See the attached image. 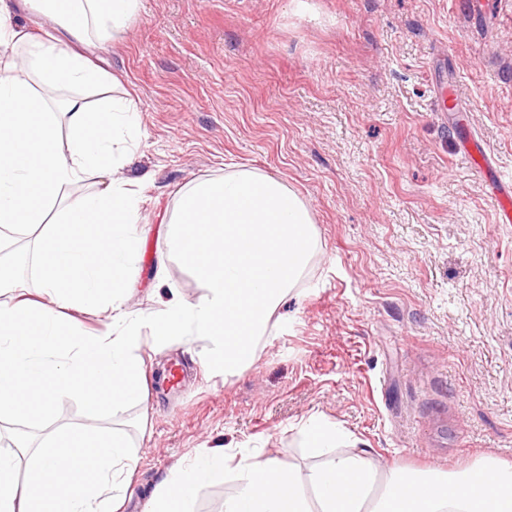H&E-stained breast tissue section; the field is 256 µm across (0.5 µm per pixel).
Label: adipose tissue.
<instances>
[{
    "mask_svg": "<svg viewBox=\"0 0 512 512\" xmlns=\"http://www.w3.org/2000/svg\"><path fill=\"white\" fill-rule=\"evenodd\" d=\"M141 0H0V242L38 230L35 252L45 302L16 295L14 269L0 268V419L47 416L63 396H84L89 425L52 435L16 483L15 458L0 453V512H111L135 458L119 433L102 434L99 416L146 406L138 352L154 340L202 336L215 347L210 366L233 374L249 364L272 316L296 286L316 247L314 221L279 179L250 170L194 182L181 194L168 230L173 255L206 293L172 300L148 317L129 312V284L140 249V198L120 176L137 133L133 99L89 110L79 89L106 84L91 49L120 37ZM26 10L46 21L32 40L14 24ZM69 146L59 150L58 114ZM104 188L71 194L85 175ZM51 223L50 232L40 226ZM103 314L105 336L64 321L60 309ZM314 451L336 449L328 464L299 472L276 457L229 466L204 452L167 477L143 512H185L200 485L234 470L236 493L224 512H512V464L485 458L470 467L386 468L347 447L338 425L309 418Z\"/></svg>",
    "mask_w": 512,
    "mask_h": 512,
    "instance_id": "1",
    "label": "adipose tissue"
}]
</instances>
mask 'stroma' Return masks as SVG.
<instances>
[{
  "mask_svg": "<svg viewBox=\"0 0 512 512\" xmlns=\"http://www.w3.org/2000/svg\"><path fill=\"white\" fill-rule=\"evenodd\" d=\"M143 3L102 52L139 111L123 170L143 184L145 222L130 311L206 293L168 246L189 182L280 179L310 209L316 249L237 374L207 371L200 337L146 339L148 410L93 422L135 457L118 512H141L203 449L320 465L302 432L313 416L383 464L512 463V223L462 158L475 136L512 178V0ZM452 84L459 111H437ZM87 423L67 396L46 418L0 421V451Z\"/></svg>",
  "mask_w": 512,
  "mask_h": 512,
  "instance_id": "1",
  "label": "stroma"
}]
</instances>
